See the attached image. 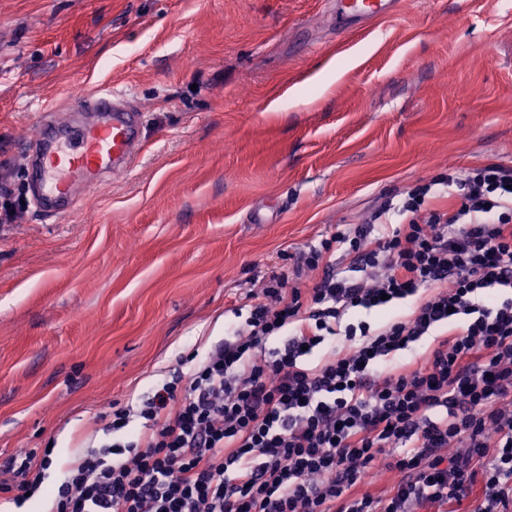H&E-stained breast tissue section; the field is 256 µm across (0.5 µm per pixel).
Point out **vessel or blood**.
<instances>
[{
    "label": "vessel or blood",
    "mask_w": 512,
    "mask_h": 512,
    "mask_svg": "<svg viewBox=\"0 0 512 512\" xmlns=\"http://www.w3.org/2000/svg\"><path fill=\"white\" fill-rule=\"evenodd\" d=\"M397 0H333L331 15L337 25L356 27L391 15ZM75 111L99 113V120L75 137L39 135L36 153L34 198L49 211L68 208L70 181L80 178L86 192L97 189L102 178L127 169L142 143L139 130L144 114L128 94L104 87L80 92Z\"/></svg>",
    "instance_id": "obj_1"
}]
</instances>
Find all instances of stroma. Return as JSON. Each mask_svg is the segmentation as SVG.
I'll list each match as a JSON object with an SVG mask.
<instances>
[{
    "mask_svg": "<svg viewBox=\"0 0 512 512\" xmlns=\"http://www.w3.org/2000/svg\"><path fill=\"white\" fill-rule=\"evenodd\" d=\"M145 111L142 149L87 201L30 205L48 107L100 80ZM512 160V9L400 0L340 31L328 0H0V467L52 448L44 486L102 439L99 412L223 339L296 256L438 173Z\"/></svg>",
    "mask_w": 512,
    "mask_h": 512,
    "instance_id": "1",
    "label": "stroma"
}]
</instances>
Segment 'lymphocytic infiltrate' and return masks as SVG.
<instances>
[{"label": "lymphocytic infiltrate", "mask_w": 512, "mask_h": 512, "mask_svg": "<svg viewBox=\"0 0 512 512\" xmlns=\"http://www.w3.org/2000/svg\"><path fill=\"white\" fill-rule=\"evenodd\" d=\"M436 185L454 205L430 203ZM400 211L407 223L378 211L377 232L308 246L298 268L318 273L311 288L271 275L203 361L112 405L50 512H454L469 498L472 512H512V161L434 176ZM341 249L353 275L336 271ZM414 295L378 330L341 322ZM453 319L452 337L410 358ZM379 460L397 480L375 493ZM52 463L48 448L12 456L0 492L24 501Z\"/></svg>", "instance_id": "1"}]
</instances>
